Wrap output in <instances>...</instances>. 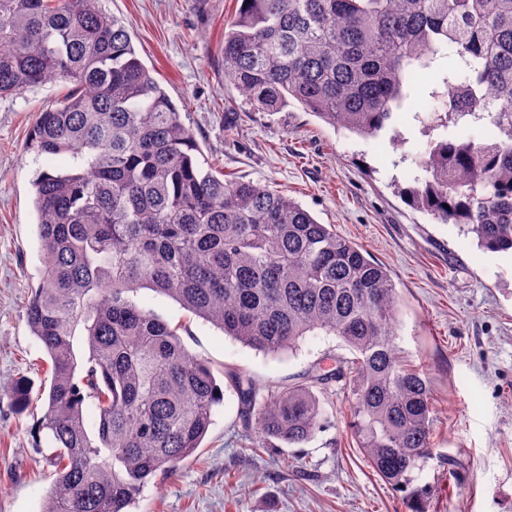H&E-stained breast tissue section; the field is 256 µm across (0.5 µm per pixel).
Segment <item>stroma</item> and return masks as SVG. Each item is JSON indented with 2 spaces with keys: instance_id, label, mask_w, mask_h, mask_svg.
Returning <instances> with one entry per match:
<instances>
[{
  "instance_id": "stroma-1",
  "label": "stroma",
  "mask_w": 512,
  "mask_h": 512,
  "mask_svg": "<svg viewBox=\"0 0 512 512\" xmlns=\"http://www.w3.org/2000/svg\"><path fill=\"white\" fill-rule=\"evenodd\" d=\"M238 0H106L134 49L177 104L202 150L226 178L270 185L322 224L362 245L390 273L399 297L397 343L421 369L436 411L432 457L417 473L424 512H512V254L412 207L402 194L427 136L416 108L394 115L408 143L364 139L299 105L260 112L224 83V26ZM64 83L0 97V512H41L55 480L52 449L36 425L46 410L51 361L24 307L42 268L35 177L55 163L24 148L39 112ZM133 300L182 325L187 350L215 375L248 371L263 386L302 380L326 353L349 357L333 335L309 336L274 357L245 347L147 288ZM30 390L26 408L9 398ZM324 428L308 442L242 453L247 432L232 389L195 457L151 481L133 512H409L402 493L364 462L348 429V397L322 396Z\"/></svg>"
}]
</instances>
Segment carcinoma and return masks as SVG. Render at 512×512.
Masks as SVG:
<instances>
[{"label":"carcinoma","instance_id":"carcinoma-1","mask_svg":"<svg viewBox=\"0 0 512 512\" xmlns=\"http://www.w3.org/2000/svg\"><path fill=\"white\" fill-rule=\"evenodd\" d=\"M102 2L0 0V96L70 83L26 142L63 158L34 182L44 271L25 306L52 362L39 431L57 477L42 512H131L153 478L195 455L223 400L179 327L132 300L140 287L266 355L321 332L339 338L353 357L329 353L290 386L228 374L256 425L242 450L309 440L326 422L319 393L336 385L373 472L408 489L431 455L434 411L425 374L400 356L389 272L283 192L204 167ZM441 61L415 159L423 175L403 195L481 248L512 253V0H241L224 30V83L255 109L294 100L364 138L389 129L396 148L406 137L394 111ZM462 122L493 134L462 137Z\"/></svg>","mask_w":512,"mask_h":512}]
</instances>
